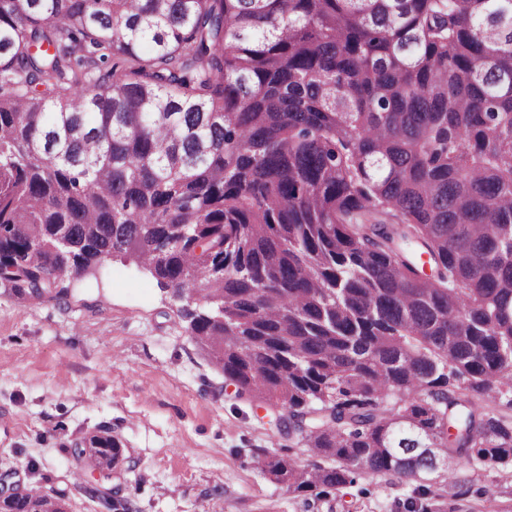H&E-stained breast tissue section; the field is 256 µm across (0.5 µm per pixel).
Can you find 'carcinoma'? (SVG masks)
I'll return each instance as SVG.
<instances>
[{"instance_id":"obj_1","label":"carcinoma","mask_w":512,"mask_h":512,"mask_svg":"<svg viewBox=\"0 0 512 512\" xmlns=\"http://www.w3.org/2000/svg\"><path fill=\"white\" fill-rule=\"evenodd\" d=\"M115 255L199 297L193 341L313 458L256 457L288 492L448 512L512 463V0H0V295Z\"/></svg>"}]
</instances>
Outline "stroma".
Segmentation results:
<instances>
[{"mask_svg": "<svg viewBox=\"0 0 512 512\" xmlns=\"http://www.w3.org/2000/svg\"><path fill=\"white\" fill-rule=\"evenodd\" d=\"M149 271L113 259L59 302L0 295V472L104 512L76 439L109 426L131 457L112 480L135 512H406L414 484L358 479L323 498L288 492L256 456L290 449L266 408L238 396Z\"/></svg>", "mask_w": 512, "mask_h": 512, "instance_id": "obj_1", "label": "stroma"}]
</instances>
